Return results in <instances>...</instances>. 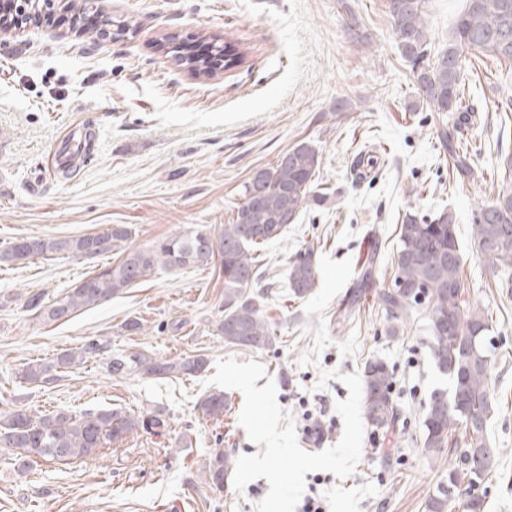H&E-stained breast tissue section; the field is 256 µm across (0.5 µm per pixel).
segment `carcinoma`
<instances>
[{
    "label": "carcinoma",
    "instance_id": "1",
    "mask_svg": "<svg viewBox=\"0 0 512 512\" xmlns=\"http://www.w3.org/2000/svg\"><path fill=\"white\" fill-rule=\"evenodd\" d=\"M392 32L402 58L411 66L417 94L431 112H460L465 95L462 55L512 64V0H467L459 15L448 47L434 54L427 34L425 0H390ZM214 56L196 57L186 51H172L174 62L207 76L220 67L230 68L238 58L218 45ZM469 114L454 126L440 131L439 139L453 159L456 177L471 172L467 154L456 145L455 133L467 123ZM320 156L315 147L302 141L280 155L275 165L265 168L243 185V201L236 207L230 224L209 231L176 232L156 240L146 248L127 249L131 231L114 224L103 234L71 238H31L13 242L0 250V263L20 262L33 257L68 255L94 258L116 250L119 259L84 279L61 299L46 304L43 295L28 298L27 307L49 323L78 310L95 308L121 292L139 284L156 268L180 269L200 264V247H205L207 263L217 260L224 275V315L216 329L224 342L254 351H266L276 343L277 330L268 316L265 296L252 291L258 277V249L280 238L309 203L328 200L319 181ZM397 249L393 285L376 291L377 304L389 322V331L398 332L420 306H425L431 327V353L439 370L448 375L449 393L434 394L425 406L422 421V448L437 454L449 447L457 428H464L463 446L457 464L448 468V485H438L426 503L427 512H448V488L458 490L461 478L468 484L489 480L496 452L483 453L487 422L494 412L489 389V357L492 350V321L484 310L466 301L462 283V255L455 217L443 208L430 217L404 214L397 226ZM476 249L496 245L489 257L500 269H512V155L504 158L500 189L484 204L472 224ZM372 266L361 270L346 308L354 307L372 283ZM316 253L309 247L293 257L288 266V285L293 295L303 298L316 287ZM414 290L413 294L400 287ZM104 339H92L76 350H64L54 358L29 363L22 376L30 383H49L68 370L106 349ZM202 357L161 361L142 354L114 358L109 368L121 377L141 370L151 375H194L203 370ZM396 380L387 363L371 360L363 371V414L373 433L396 428L399 409L395 403ZM222 393H213L200 402L209 417L224 413ZM481 417L479 424L469 419ZM166 427L162 415L135 417L109 409L88 410L80 415L52 411L32 415L15 408L0 414V448H20L45 461H66L87 457L104 445L139 428L160 433ZM234 466L232 455L219 449L206 469L207 481L216 487Z\"/></svg>",
    "mask_w": 512,
    "mask_h": 512
}]
</instances>
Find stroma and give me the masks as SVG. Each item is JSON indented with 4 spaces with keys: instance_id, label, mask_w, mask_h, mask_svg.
<instances>
[{
    "instance_id": "35a3bbf8",
    "label": "stroma",
    "mask_w": 512,
    "mask_h": 512,
    "mask_svg": "<svg viewBox=\"0 0 512 512\" xmlns=\"http://www.w3.org/2000/svg\"><path fill=\"white\" fill-rule=\"evenodd\" d=\"M92 13L133 24L119 40L88 41L84 32L34 24L0 34V250L26 238H64L131 230L128 246L145 248L184 230L230 223L253 174L271 167L300 141L319 152V178L331 201L304 208L286 234L260 250L262 292L278 320L275 349L225 344L215 328L224 280L213 266L156 270L146 280L68 321L46 323L28 311L32 294L46 302L66 295L91 271L118 256L34 257L0 265V413L16 407L41 415L118 408L161 411L162 433L138 429L90 456L47 462L17 448L0 451V512H255L266 479L236 491L212 486L204 472L214 449L259 453L238 423L243 396L225 390L220 418L204 416L202 397L218 358L261 362L292 413L300 446L318 452L337 443V401L349 395L319 369L363 371L379 359L395 371L401 418L395 431L364 433L361 459L348 477L306 474L307 487L330 512H425L455 456L421 447V422L431 395L449 388L431 356L425 308L404 333L390 335L375 290L346 317L339 292L322 316H309L288 289V265L311 247L354 269L375 261L377 287L392 283L397 226L405 212L456 217L470 303L493 320L489 386L495 408L487 425L499 456L486 484L484 512H512V272L478 254L472 217L499 189L500 152L512 153V122L501 123L499 99L512 96V66L485 62L464 72L475 113L461 142L471 173L455 179L437 133L451 112L422 107L397 48L390 0H91ZM465 0H426L432 45H448ZM216 42L241 55L239 65L195 77L176 66L174 44ZM90 128L95 143L74 172L50 173L69 124ZM376 157L365 176L362 159ZM139 319L143 330L124 323ZM325 322L330 343L318 367L300 356ZM108 347L44 386L24 382V365L49 360L90 339ZM143 354L173 360L201 356L193 376L132 373L117 377L112 358Z\"/></svg>"
}]
</instances>
